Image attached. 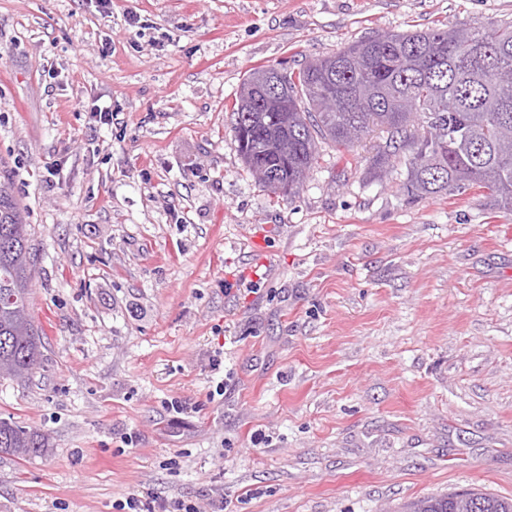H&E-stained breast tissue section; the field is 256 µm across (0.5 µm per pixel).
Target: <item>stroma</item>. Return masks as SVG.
I'll use <instances>...</instances> for the list:
<instances>
[{
	"mask_svg": "<svg viewBox=\"0 0 512 512\" xmlns=\"http://www.w3.org/2000/svg\"><path fill=\"white\" fill-rule=\"evenodd\" d=\"M490 22L512 0H0V163L45 335L30 380L0 377V417L52 444L0 453V512L512 497V211L375 178L378 132L320 144L274 197L230 112L253 68ZM95 100L117 122L76 108ZM128 506L132 512H200V507L192 501H177L173 505L166 504L163 500H160L158 496L147 495L138 496L132 494L128 497L126 503L120 505L121 509H125ZM171 509V510H170Z\"/></svg>",
	"mask_w": 512,
	"mask_h": 512,
	"instance_id": "obj_1",
	"label": "stroma"
}]
</instances>
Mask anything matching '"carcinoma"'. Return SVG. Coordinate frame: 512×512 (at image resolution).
<instances>
[{
  "label": "carcinoma",
  "mask_w": 512,
  "mask_h": 512,
  "mask_svg": "<svg viewBox=\"0 0 512 512\" xmlns=\"http://www.w3.org/2000/svg\"><path fill=\"white\" fill-rule=\"evenodd\" d=\"M232 106V127L254 136L236 140L253 176L264 166L298 193L318 140L350 150L363 135L391 133L370 159L377 175L409 150L403 187L414 196L486 189L493 206L512 211V24H467L362 38L296 70L283 96L288 111L244 93ZM331 94L336 111L315 106ZM453 109H448V104ZM0 164V376L27 381L39 369L44 336L30 314L32 228ZM51 448L49 435L0 418V452L27 460ZM403 512H512V498L465 490L419 499Z\"/></svg>",
  "instance_id": "1"
}]
</instances>
